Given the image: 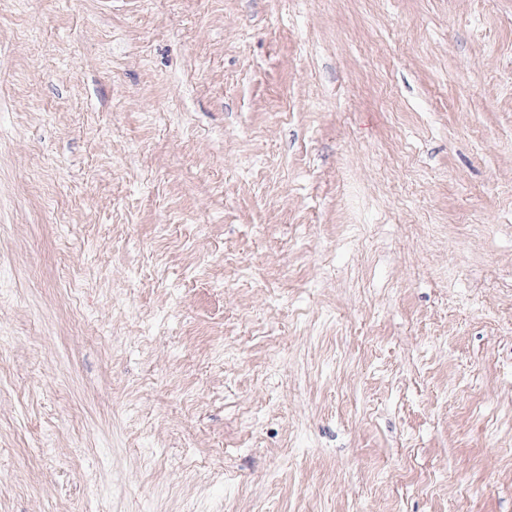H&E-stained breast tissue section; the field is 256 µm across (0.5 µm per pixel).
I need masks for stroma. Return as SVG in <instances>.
Instances as JSON below:
<instances>
[{
	"mask_svg": "<svg viewBox=\"0 0 512 512\" xmlns=\"http://www.w3.org/2000/svg\"><path fill=\"white\" fill-rule=\"evenodd\" d=\"M0 512H512V0H0Z\"/></svg>",
	"mask_w": 512,
	"mask_h": 512,
	"instance_id": "1",
	"label": "stroma"
}]
</instances>
